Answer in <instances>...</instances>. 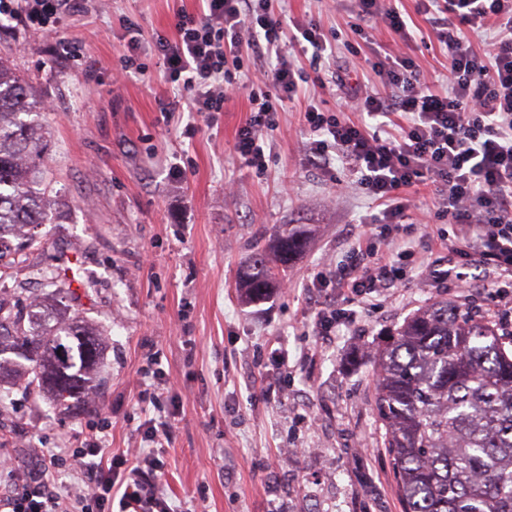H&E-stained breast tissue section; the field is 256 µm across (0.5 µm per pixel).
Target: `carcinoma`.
Returning <instances> with one entry per match:
<instances>
[{
  "instance_id": "cac0c4a2",
  "label": "carcinoma",
  "mask_w": 512,
  "mask_h": 512,
  "mask_svg": "<svg viewBox=\"0 0 512 512\" xmlns=\"http://www.w3.org/2000/svg\"><path fill=\"white\" fill-rule=\"evenodd\" d=\"M43 110L31 84L0 58V381L20 375L28 391H47L69 411L83 394L101 353L82 320L49 325L42 311L14 310L24 290L14 279L23 239L47 221L39 160L40 124L24 116ZM293 225L272 251L285 265L305 246ZM266 250L254 249L239 281L248 300L274 288ZM375 358V409L386 428L405 512H512V352L491 325L444 300L417 311Z\"/></svg>"
}]
</instances>
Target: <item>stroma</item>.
<instances>
[{
    "label": "stroma",
    "instance_id": "35a3bbf8",
    "mask_svg": "<svg viewBox=\"0 0 512 512\" xmlns=\"http://www.w3.org/2000/svg\"><path fill=\"white\" fill-rule=\"evenodd\" d=\"M401 3L413 14L422 75L430 83L445 78L446 50L431 41L414 0ZM200 7L201 0H94L67 28L84 48L74 65L53 56L46 34L0 22V57L49 104L36 119L48 131L53 206L18 278L38 287L34 270L63 258L79 269L74 294L60 307L101 335L97 377L109 410L103 422L21 385L1 387L0 456L25 474L39 465L34 448L100 426L112 449L140 448L149 419L164 409L177 418L159 454L158 480L179 512H403L374 411L373 348L415 311L445 300L499 327L512 350V311L481 291L465 296L415 271L386 299L338 296L337 308L358 310L360 319L337 322L328 336L304 335L314 311L308 272L343 252L379 211L345 168L332 183L306 160L300 110L312 98L338 111L344 94L302 87L279 115L260 178L233 153L246 93L225 102L211 123L196 112H163L159 102L171 85L150 55L146 75L113 88L128 42L120 16L137 22L147 43L170 33L176 10ZM279 8L283 18L310 16L335 35L332 67L350 83L372 78L368 58L394 39L382 26L355 34L352 0H281ZM353 45L359 54L350 53ZM288 224L310 227L286 273L292 293L245 302L236 284L256 239L271 240ZM277 348L294 366L281 399L262 395L254 367ZM161 375L178 381L162 396ZM23 438L34 448L20 447Z\"/></svg>",
    "mask_w": 512,
    "mask_h": 512
}]
</instances>
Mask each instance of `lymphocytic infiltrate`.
<instances>
[{
    "instance_id": "f902f5d3",
    "label": "lymphocytic infiltrate",
    "mask_w": 512,
    "mask_h": 512,
    "mask_svg": "<svg viewBox=\"0 0 512 512\" xmlns=\"http://www.w3.org/2000/svg\"><path fill=\"white\" fill-rule=\"evenodd\" d=\"M87 0H0V16L23 29L52 35L57 58L70 61L79 47L63 37L67 19ZM202 12L177 10L174 36L156 35L153 52L177 93L164 112L187 109L212 118L230 94L248 92L249 114L236 132L233 152L256 174L268 168L269 134L286 103L322 76L297 66L334 48L313 19L284 24L273 0H203ZM357 15L379 22L398 38L396 49L378 54L371 68L385 87H354L359 119L307 104L299 114L309 162L326 174L342 164L359 187L383 207L351 238L342 260L311 270L309 287L357 296L399 287L409 271H428L460 292L482 286L492 300L512 306V0H416L439 46L448 52L446 85L424 80L411 54L407 18L388 0H356ZM492 32L489 52L474 50L467 33ZM260 75L243 88V64ZM432 184L431 205L450 227L408 219L409 188ZM445 254L434 262L424 244ZM175 415H158L145 434L152 448L109 452L97 434L76 433L60 446L39 451L29 476L0 486V512H175L158 483L157 449L168 447ZM74 464L86 491H64L56 470Z\"/></svg>"
}]
</instances>
